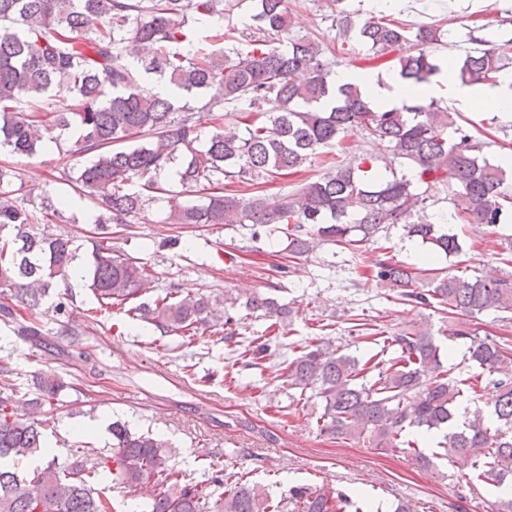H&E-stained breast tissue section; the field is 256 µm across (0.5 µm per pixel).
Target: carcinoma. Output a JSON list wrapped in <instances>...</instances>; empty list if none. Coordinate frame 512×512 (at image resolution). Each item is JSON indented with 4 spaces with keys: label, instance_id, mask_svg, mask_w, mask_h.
Segmentation results:
<instances>
[{
    "label": "carcinoma",
    "instance_id": "cac0c4a2",
    "mask_svg": "<svg viewBox=\"0 0 512 512\" xmlns=\"http://www.w3.org/2000/svg\"><path fill=\"white\" fill-rule=\"evenodd\" d=\"M226 11L224 0H0V148L31 157L51 131L78 133L71 152L89 159L70 181L101 210L87 281L100 306L124 308L165 334L218 330L233 322L220 298L184 296L175 288L126 307L147 292L151 275L112 246V225L129 226L158 195L169 193L159 178L176 164L183 187L204 186L209 193L200 204L170 198V224H252L271 233L282 225L289 257L320 245L348 249L399 301L450 314H512L511 279L420 268L388 252L369 257L362 250L399 227L432 255L461 253L460 234L427 214L428 192L440 185L461 224L495 226L512 219V172L484 156L481 130L414 93L402 107L383 111L358 86L336 84L333 67L339 62L324 58L321 42L290 35L285 0H258L252 17L257 38L249 39L247 51L183 46L188 16ZM447 35L436 24L412 30L380 16L363 22L357 38L371 50L370 61L394 56L400 79L414 90L440 73L429 49L444 45ZM475 44L456 79L498 84L512 64V38L499 44L477 38ZM151 76L185 96L212 90L209 111L240 112L244 129L219 127L196 147L195 112L146 88ZM63 92L79 100L76 108L52 102ZM272 98L277 111L261 122L250 118ZM354 130L386 143L392 161L408 173L381 168L372 156L348 161L330 154ZM319 154L326 172L295 194L246 197L233 188L297 173ZM18 179L14 169L0 166V230H15L12 238L0 239V287L33 311L67 278L80 247L61 235L32 233L33 215L11 202L21 191ZM245 308L286 315L277 299L264 294L248 297ZM448 335L469 341V360L492 376L496 427L485 423L479 409L456 424L461 381L445 368L434 337L420 328L375 340L379 353L362 365L329 342L308 345L288 363L286 377L291 388L320 399L323 433L394 451L417 446L404 440L409 428L440 431L442 458H467L476 478L512 484V352L461 323ZM388 351L389 359L378 358ZM63 388L52 373L39 377L35 404L51 402ZM13 402L11 395L0 397V460L20 461L44 448L41 423L17 417ZM170 448L163 438L116 421L112 455L98 456L90 468L82 459L64 469L51 459L24 473L0 465V512H110L107 491L114 484L131 492L155 488L148 512H364L336 486L299 484L276 498L258 485L224 487L222 466L197 481L173 471Z\"/></svg>",
    "mask_w": 512,
    "mask_h": 512
}]
</instances>
